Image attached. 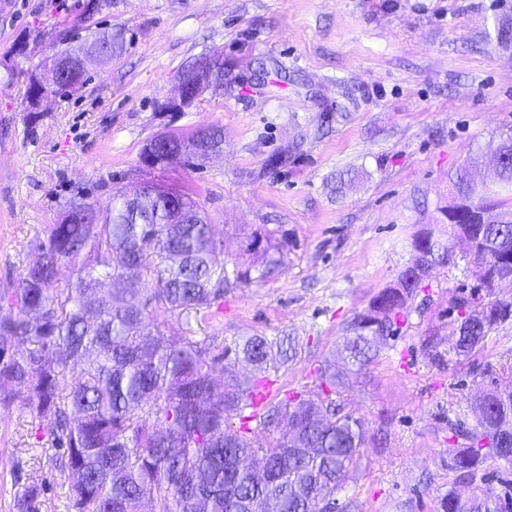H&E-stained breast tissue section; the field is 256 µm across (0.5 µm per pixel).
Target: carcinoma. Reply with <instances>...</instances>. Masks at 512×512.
<instances>
[{"instance_id":"carcinoma-1","label":"carcinoma","mask_w":512,"mask_h":512,"mask_svg":"<svg viewBox=\"0 0 512 512\" xmlns=\"http://www.w3.org/2000/svg\"><path fill=\"white\" fill-rule=\"evenodd\" d=\"M127 29L92 31L121 53ZM80 47L61 51L67 64L49 95L84 86ZM186 139L169 136V153L155 148L162 169L177 159ZM498 182L512 193V136L500 143ZM149 213L120 191L112 209L73 204L14 287L0 294V405L21 398L69 470L75 512H336L333 494L343 489L365 444L360 420L344 412V375L325 363L317 369L319 391L294 393L251 414L250 397L263 380L238 379L245 364L263 371L298 354L287 337L250 336L218 354L189 337L167 339L153 314L205 313L223 303L230 280L215 262L217 242L209 217L192 196L152 180ZM443 214L456 242L488 265L479 275L491 292L512 284V196L494 198L466 173L453 180ZM260 254L259 277L284 263L279 246ZM412 259L398 282L382 291L343 343L345 360L361 369L393 332L401 310L417 294L430 269L448 265L453 247L428 232L412 242ZM71 278L59 281L62 266ZM455 300L460 321L456 353L479 346L490 328L512 316V297L487 303L482 314ZM221 366L224 385L214 377ZM474 422L448 421L451 486L442 512H512V389L491 390L473 409ZM238 425H233V420ZM271 428L264 443L251 438V422ZM502 462L497 484L484 464ZM472 487L462 497L457 486ZM41 488L29 485L17 500L31 512Z\"/></svg>"}]
</instances>
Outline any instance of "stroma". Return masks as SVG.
<instances>
[{
    "instance_id": "obj_1",
    "label": "stroma",
    "mask_w": 512,
    "mask_h": 512,
    "mask_svg": "<svg viewBox=\"0 0 512 512\" xmlns=\"http://www.w3.org/2000/svg\"><path fill=\"white\" fill-rule=\"evenodd\" d=\"M0 0V290L35 257L73 203L100 210L143 174L154 136L217 126L220 151L154 171L187 190L224 247L228 275L282 246V267L224 291L207 323L163 310L172 338L288 336L298 355L270 370L274 401L311 392L355 319L393 286L419 233L449 235L442 213L469 168L495 179L493 151L512 131V45L495 37L512 0ZM124 27L125 50L79 90L31 106L25 71L64 33ZM224 54V85L169 109L184 70ZM284 154L286 165L271 166ZM482 310L472 256L435 267L394 336L343 396L366 441L338 503L347 512H441L451 478L448 422L512 383V318L471 353L452 335L459 295ZM27 405L0 406V512L41 485L36 512H73L69 479Z\"/></svg>"
}]
</instances>
